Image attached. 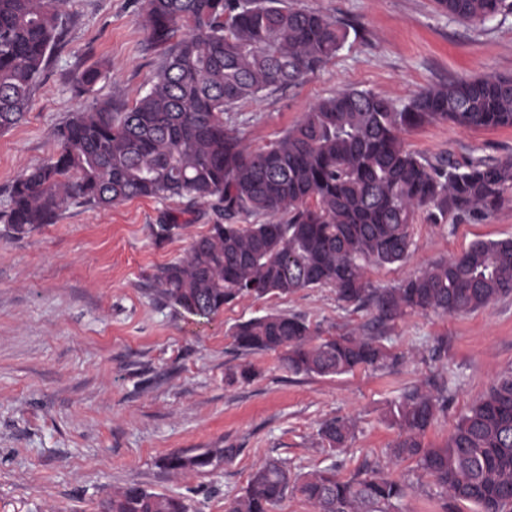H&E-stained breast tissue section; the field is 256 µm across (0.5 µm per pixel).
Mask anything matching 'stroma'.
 Segmentation results:
<instances>
[{
	"mask_svg": "<svg viewBox=\"0 0 512 512\" xmlns=\"http://www.w3.org/2000/svg\"><path fill=\"white\" fill-rule=\"evenodd\" d=\"M343 20L336 57L299 83L239 103L229 121L254 150L293 125L316 101L355 88L406 103L456 78H512V12L471 24L435 0H293ZM101 63L92 89L81 73ZM158 66L143 25V0H69L65 28L41 73L25 120L0 133V214L24 170L58 149L56 130L103 100L132 104ZM430 162L512 159V128L426 125L402 135ZM220 215L209 203L135 198L109 209L75 202L57 223L16 237L0 221V512H103L113 491L138 484L184 500L189 512H224L254 468L274 458L293 472L338 464L347 478L365 467L406 485L400 512H445L446 500L415 462L392 464L399 431L388 412L405 387L457 386L424 441L443 444L474 401L512 372V295L474 312H415L383 331L397 361L339 376L294 375L276 353H242L232 327L271 312L304 317L321 336L372 335L373 313L339 302L332 288L264 299L244 297L208 320L176 316L148 288L155 266L184 256ZM181 223L155 244L150 228ZM410 258L368 267L391 288L476 241L512 238V190L493 213L434 221L418 211ZM446 338V355L431 349ZM248 367L256 376L228 383ZM355 424L347 451L325 448L329 420ZM233 448V461L174 471L171 453Z\"/></svg>",
	"mask_w": 512,
	"mask_h": 512,
	"instance_id": "1",
	"label": "stroma"
}]
</instances>
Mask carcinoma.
<instances>
[{"mask_svg": "<svg viewBox=\"0 0 512 512\" xmlns=\"http://www.w3.org/2000/svg\"><path fill=\"white\" fill-rule=\"evenodd\" d=\"M68 0H0V133L24 119L34 85L62 34ZM453 17L484 23L512 0H436ZM144 25L162 58L132 106L104 102L72 113L57 129L59 151L14 182L7 227L25 235L57 222L74 200L110 208L135 197H186L224 212L177 261L149 275L154 294L175 311L208 319L242 297L282 296L330 285L337 299L370 306L384 325L408 313L476 311L512 294V239L478 241L395 288H373L368 265L409 255L415 214L489 213L512 190V160L452 158L433 164L407 151L401 133L433 123L512 127V79H451L397 106L357 89L315 103L260 150L224 121L243 100L293 85L336 56L348 36L329 16L290 0H144ZM264 224H235L245 215ZM183 225L156 224L157 243ZM244 352H276L294 375L333 376L396 361L381 336L321 338L297 315L268 313L236 324ZM448 379L434 391L411 385L390 412L399 430L397 463L414 461L447 499L480 512H512V374L501 377L457 422L448 440L424 443ZM330 448L353 437L345 419L319 429ZM236 448L194 457L173 453L171 470L231 460ZM313 512H397L406 486L377 471L349 478L336 465L294 477L278 461L259 465L224 512H273L288 492ZM106 512H188L184 502L136 484L112 493Z\"/></svg>", "mask_w": 512, "mask_h": 512, "instance_id": "obj_1", "label": "carcinoma"}]
</instances>
